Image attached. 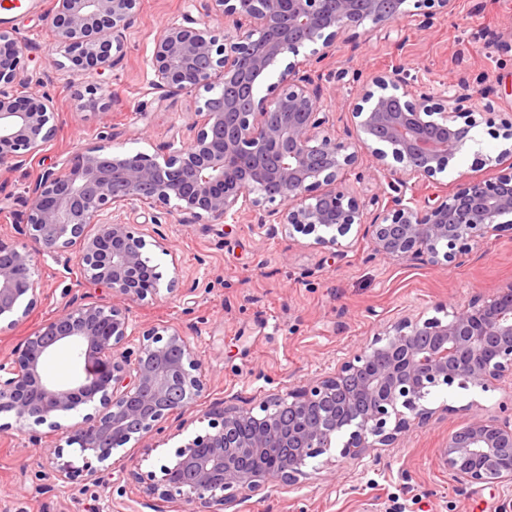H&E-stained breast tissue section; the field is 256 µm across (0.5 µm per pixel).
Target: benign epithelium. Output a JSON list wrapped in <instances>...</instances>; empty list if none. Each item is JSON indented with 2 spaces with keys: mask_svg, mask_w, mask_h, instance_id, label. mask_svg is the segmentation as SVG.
<instances>
[{
  "mask_svg": "<svg viewBox=\"0 0 512 512\" xmlns=\"http://www.w3.org/2000/svg\"><path fill=\"white\" fill-rule=\"evenodd\" d=\"M140 0H52L48 20L74 77L102 75L120 64ZM455 0H202L199 16L167 24L147 58L154 100L199 96L187 138L154 153L87 145L62 167L44 166L27 185V210L0 239V323L23 322L44 297L39 259L63 260L64 277L111 291L82 292L36 328L0 363V410L25 425L65 434L76 452L50 449L53 485L101 479L92 461L125 445L204 397L205 367L187 332L170 324L142 327L131 305L158 298L162 274L145 247L150 224H255L268 234L313 237L316 248L346 256L342 238L370 239V258L450 266L488 234L512 230V164L491 180L420 201L412 180L435 182L485 114L467 106L465 86L416 92L395 68L364 81L346 101L355 121L335 135L336 113L312 72L342 47L358 44L370 22L405 19L423 29ZM224 27L219 35L213 23ZM315 39L318 47L296 57ZM19 31L0 26V170L45 162L58 106L45 92H17L25 61ZM287 56L278 81L259 87ZM105 108V88L89 81L72 110ZM368 160L383 178L364 200L343 180ZM75 257H70L71 253ZM438 315L405 313L377 332L334 372L257 403L215 404L209 431L178 447L161 475L120 469L112 484L135 483L148 498L180 500L197 512H224L240 496L273 482L294 486L307 461L341 443L337 460H360L393 448L439 412L463 417L448 433V473L464 484L512 488V402L489 413L473 401L457 408L425 405L436 389L483 392L512 382V281L465 301L435 305ZM75 350L77 373L52 381L43 363L59 346ZM83 406L93 412L65 426Z\"/></svg>",
  "mask_w": 512,
  "mask_h": 512,
  "instance_id": "7a95c632",
  "label": "benign epithelium"
}]
</instances>
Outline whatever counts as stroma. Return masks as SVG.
<instances>
[{"mask_svg":"<svg viewBox=\"0 0 512 512\" xmlns=\"http://www.w3.org/2000/svg\"><path fill=\"white\" fill-rule=\"evenodd\" d=\"M27 9L0 13V25L18 28L29 49L22 76L30 87L56 97L57 136L47 161L62 164L79 147L97 143L109 127L113 146L151 152L154 144L185 133L193 97L181 95L156 106L145 65L154 38L170 21L196 14L198 0H141L127 36L122 62L102 76L112 96L110 109H70L72 78L65 57L52 43L46 16L51 0H28ZM404 65L413 86L455 89L467 79L490 90L494 112L480 126L484 145L454 158L437 183H416L424 198L455 191L467 177L490 175V158L504 147L503 118L512 114V0H458L453 14L435 17L429 28L415 23L369 28L357 49H344L322 67L327 92L337 99L353 97L354 84L333 80V72L366 75ZM30 169L0 175L8 196L0 212V239L17 241L12 224L26 209L24 188ZM167 250L150 247L163 281L194 284L193 293H161L152 305H133L140 324L184 327L207 372L209 395L188 408L183 418H169L142 442L128 443L112 454L115 466L136 464L159 471L185 437L205 433L207 414L219 401L263 399L289 385L333 371L341 358L410 309L433 314L438 302L464 300L475 290H490L512 279V232L489 234L480 247L445 268L407 260L367 261L372 245L357 240L346 258L309 247L306 238L270 236L252 224H165L160 228ZM52 258H44L39 276L45 299L30 317L0 333V362L46 319L68 302L71 282ZM478 400L489 410L512 399V387L483 392L440 389L428 407H454ZM15 418L0 413V512H189L181 501L147 499L137 486L117 491L110 484L77 480L62 491L38 493L47 484L48 448L61 444L48 426L14 429ZM184 432H177V423ZM452 427L450 417L434 416L425 427L406 435L398 447L386 448L380 459L364 457L328 473L325 457L308 463L294 490L269 485L242 496L226 512H512V489L466 485L449 475L441 450ZM40 445H33L32 437Z\"/></svg>","mask_w":512,"mask_h":512,"instance_id":"obj_1","label":"stroma"}]
</instances>
